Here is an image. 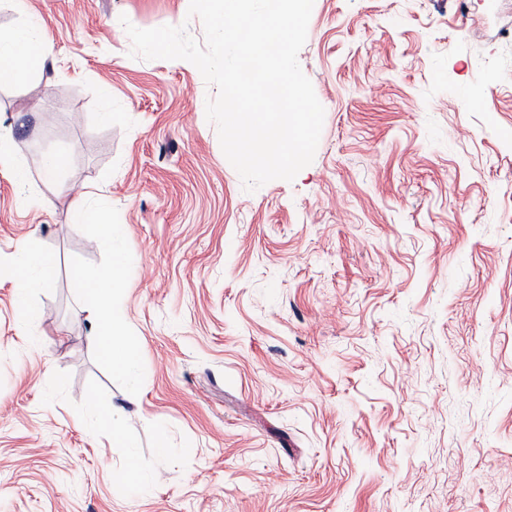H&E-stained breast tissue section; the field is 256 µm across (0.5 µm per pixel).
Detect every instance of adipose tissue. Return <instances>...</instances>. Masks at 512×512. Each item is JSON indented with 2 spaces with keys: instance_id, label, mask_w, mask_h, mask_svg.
<instances>
[{
  "instance_id": "adipose-tissue-1",
  "label": "adipose tissue",
  "mask_w": 512,
  "mask_h": 512,
  "mask_svg": "<svg viewBox=\"0 0 512 512\" xmlns=\"http://www.w3.org/2000/svg\"><path fill=\"white\" fill-rule=\"evenodd\" d=\"M47 61L43 33L36 26H27L10 35L0 34V73L11 80H25L29 73L42 69ZM125 262L121 256L112 259L109 274L80 285L101 319L96 336L101 356L111 364L117 375L129 376L136 365L137 352L127 340L117 312L110 303L114 288L122 275ZM52 270L49 256L19 249L13 265L14 285L20 295L45 284Z\"/></svg>"
}]
</instances>
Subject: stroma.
<instances>
[{
	"instance_id": "1",
	"label": "stroma",
	"mask_w": 512,
	"mask_h": 512,
	"mask_svg": "<svg viewBox=\"0 0 512 512\" xmlns=\"http://www.w3.org/2000/svg\"><path fill=\"white\" fill-rule=\"evenodd\" d=\"M188 9L0 6V33L37 22L50 53L0 84L27 172L0 168V512H512V0H314L315 157L251 193L206 118L216 88L129 55L120 16L203 40ZM64 184L123 229L131 379L79 287L112 240ZM25 244L53 273L23 331ZM110 405L132 447L93 434Z\"/></svg>"
}]
</instances>
